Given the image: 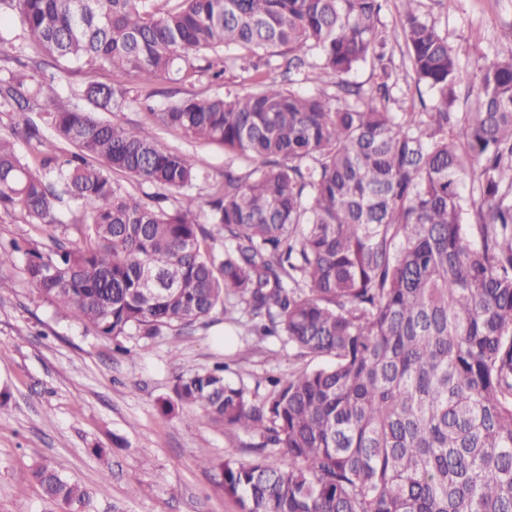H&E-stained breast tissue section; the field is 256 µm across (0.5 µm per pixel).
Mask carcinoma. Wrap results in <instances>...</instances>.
Here are the masks:
<instances>
[{"label":"carcinoma","mask_w":512,"mask_h":512,"mask_svg":"<svg viewBox=\"0 0 512 512\" xmlns=\"http://www.w3.org/2000/svg\"><path fill=\"white\" fill-rule=\"evenodd\" d=\"M5 12L22 33L0 32V113L28 156L0 136V209L51 233L0 243V266L26 255V280L101 336L239 310L248 332L330 358L269 378L258 403L227 362L176 377L163 411L256 439L250 461L219 466L241 512H512V30L459 112L457 52L425 0H0ZM59 61L136 75L143 121L98 119L127 96L99 82L80 91L92 110L42 107L36 74ZM362 65L370 82L349 80ZM174 69L251 71L254 88L159 108L150 85ZM312 77L334 94L301 91ZM156 127L224 147L205 204L157 207L112 181L179 193L207 178ZM34 476L53 501L89 502L53 466Z\"/></svg>","instance_id":"cac0c4a2"}]
</instances>
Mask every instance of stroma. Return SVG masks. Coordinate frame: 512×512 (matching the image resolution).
Returning <instances> with one entry per match:
<instances>
[{"mask_svg": "<svg viewBox=\"0 0 512 512\" xmlns=\"http://www.w3.org/2000/svg\"><path fill=\"white\" fill-rule=\"evenodd\" d=\"M432 12L459 55L462 81L457 111H465L468 78L476 54L494 57L512 28V0H455ZM91 82L120 84L132 98L100 118L117 124L141 121L131 74L88 65H66L53 85L56 97ZM249 73H227L223 83L202 74L155 81L157 105L167 91L205 97L249 88ZM157 137L181 152L202 156L212 176L224 172L222 147L202 144L181 131L159 127ZM24 257L0 267V512H240L219 485L225 460L247 461L252 438L213 424L186 408L162 414L176 376L230 362L228 379L252 399L266 378L305 368V361L277 336L259 337L215 314L206 324L163 330L120 341L62 317L22 274ZM211 467H203V460ZM50 464L91 492L84 508L46 498L33 477Z\"/></svg>", "mask_w": 512, "mask_h": 512, "instance_id": "35a3bbf8", "label": "stroma"}]
</instances>
